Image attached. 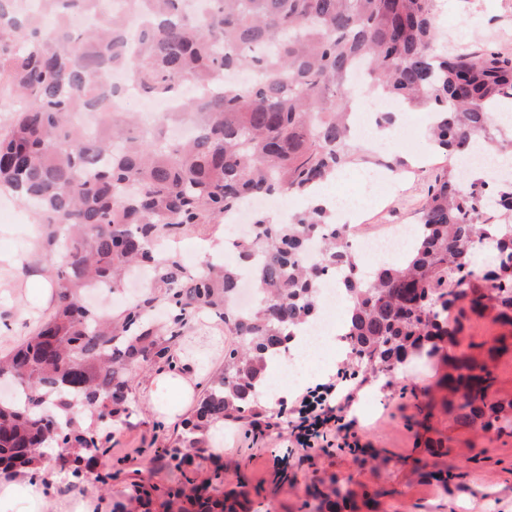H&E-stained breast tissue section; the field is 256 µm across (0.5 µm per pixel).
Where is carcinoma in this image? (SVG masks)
<instances>
[{"instance_id": "obj_1", "label": "carcinoma", "mask_w": 512, "mask_h": 512, "mask_svg": "<svg viewBox=\"0 0 512 512\" xmlns=\"http://www.w3.org/2000/svg\"><path fill=\"white\" fill-rule=\"evenodd\" d=\"M0 0V94L20 102L0 133V189L29 205L50 273L53 306L26 339L0 355V477L44 478L58 449L70 485L81 463L107 452L101 425L131 404L133 370L170 366L196 315L238 338L207 380L192 417L162 449L179 470L210 428L255 409L268 362L321 308L325 273L343 274L349 353L385 376L420 354L441 356L440 411L457 429L512 437V394L497 387L512 360V181L472 174L459 188L454 165L437 175L419 211L418 237L399 263L363 269L345 228L312 204L286 222L258 215L234 247L256 302H232L237 268H189L168 243L216 224L262 195L307 197L351 165L379 162L350 136L358 94L386 92L435 115L428 140L457 160L483 145L504 156L490 107L512 101V58L493 51L448 53L436 0H127L140 18L132 53L121 51L123 16L105 0ZM122 69L129 83L111 82ZM233 70L252 82H220ZM195 88L180 112L150 130L105 103L128 90L161 95ZM189 124L172 141L167 128ZM317 240V258L307 256ZM147 289L111 312L85 304L95 288L113 294L128 277ZM505 329L492 340L465 335L472 319ZM415 469L448 486L451 472ZM353 495L315 491L311 512ZM213 512L194 485L175 489L164 512Z\"/></svg>"}]
</instances>
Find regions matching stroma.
I'll return each instance as SVG.
<instances>
[{
    "mask_svg": "<svg viewBox=\"0 0 512 512\" xmlns=\"http://www.w3.org/2000/svg\"><path fill=\"white\" fill-rule=\"evenodd\" d=\"M441 30L448 45L458 43L474 50H492L512 58V0H439ZM392 152L407 157L411 170L400 175L401 185L378 208L349 225L366 232L382 224L416 222L436 176L446 168L444 156L433 150L418 151L394 141ZM36 217L11 194L0 192V353H6L28 336L49 314L52 296L36 245ZM198 341L180 357L196 371L195 391H202L210 372L224 362V349L234 337L214 320L195 322L190 330ZM148 367L135 371L134 402L128 415L108 425L112 446L99 457L95 469L114 472L108 489L94 482L68 489L64 475L52 474L51 490L43 512H56L58 504L93 498L107 504L128 502L132 483L156 488L158 493L210 478L221 470L224 482L217 498L242 502L247 512H309L305 503L315 487L338 480L359 496L376 498V512H512V437L489 441L473 433L485 457L470 460V452L452 445L448 455L437 457L439 468H452L449 488L424 481L411 460L425 457L426 438L447 439L448 421L442 414L430 419L429 429L418 424L417 397L441 374L436 361L422 359L403 367L392 381L363 373L352 380L355 400L347 416L365 453H316L303 460L288 447V425L260 438L248 436L246 424L228 422L224 437L213 447L192 453L182 471L171 470L160 452L165 440L180 430L194 409L172 392L149 397L143 387L151 375Z\"/></svg>",
    "mask_w": 512,
    "mask_h": 512,
    "instance_id": "stroma-1",
    "label": "stroma"
}]
</instances>
